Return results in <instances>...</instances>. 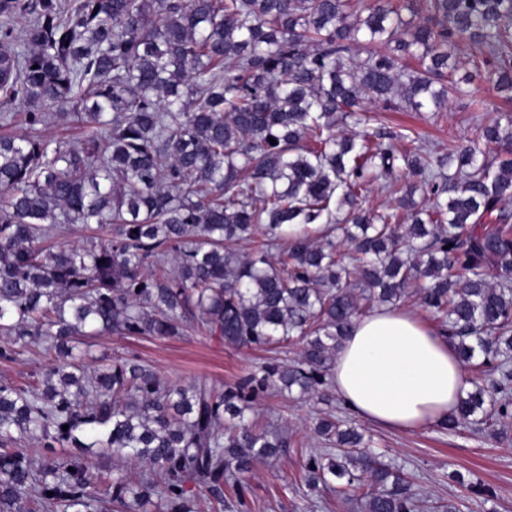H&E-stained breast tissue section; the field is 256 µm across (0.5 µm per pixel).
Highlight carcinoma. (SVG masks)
Returning a JSON list of instances; mask_svg holds the SVG:
<instances>
[{"instance_id":"cac0c4a2","label":"carcinoma","mask_w":512,"mask_h":512,"mask_svg":"<svg viewBox=\"0 0 512 512\" xmlns=\"http://www.w3.org/2000/svg\"><path fill=\"white\" fill-rule=\"evenodd\" d=\"M464 43L479 56L456 79ZM476 75L512 93V0H0V105L27 125L0 134V361L55 354L0 384V512H224L226 489L249 512L253 463L305 447L255 404L330 401L354 321L408 301L460 360L496 362L441 428L511 418L512 115L443 153L336 133L371 103L440 109ZM68 125L80 141L45 134ZM379 173L384 213L362 206ZM74 225L82 242L58 244ZM190 332L300 353L220 389L87 363L97 336ZM313 432L308 490L419 512L358 427L328 414ZM92 455L145 469L102 492Z\"/></svg>"}]
</instances>
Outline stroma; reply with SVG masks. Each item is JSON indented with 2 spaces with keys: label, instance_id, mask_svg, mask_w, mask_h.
<instances>
[{
  "label": "stroma",
  "instance_id": "1",
  "mask_svg": "<svg viewBox=\"0 0 512 512\" xmlns=\"http://www.w3.org/2000/svg\"><path fill=\"white\" fill-rule=\"evenodd\" d=\"M474 97L482 99V112H472L466 99H453L447 108L424 112H385L370 105L368 132L392 131L413 140L416 147L447 146L473 137L476 122L498 119L506 106L504 94L495 93L482 80L471 85ZM91 354L100 364L128 356L139 357L169 379L187 383L206 381L217 385L235 382L246 371L270 361L271 352L236 349L216 339L191 333L180 338L97 337ZM320 407L311 401L269 396L259 401V420H273L313 442L312 422ZM507 441H494L488 433L466 429L448 433L436 428L421 431L388 430L366 425L376 448L398 465L421 498V512H436L438 504L455 497L464 500L463 512H512V419L502 421ZM305 455L291 448L277 468L260 464L249 476L251 512H350L336 492L310 494L300 476ZM481 482L492 500L471 494L467 485Z\"/></svg>",
  "mask_w": 512,
  "mask_h": 512
}]
</instances>
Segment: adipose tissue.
I'll list each match as a JSON object with an SVG mask.
<instances>
[{"instance_id":"obj_1","label":"adipose tissue","mask_w":512,"mask_h":512,"mask_svg":"<svg viewBox=\"0 0 512 512\" xmlns=\"http://www.w3.org/2000/svg\"><path fill=\"white\" fill-rule=\"evenodd\" d=\"M332 377L357 417L391 430L441 423L468 387L447 339L405 309L361 316L339 347Z\"/></svg>"}]
</instances>
